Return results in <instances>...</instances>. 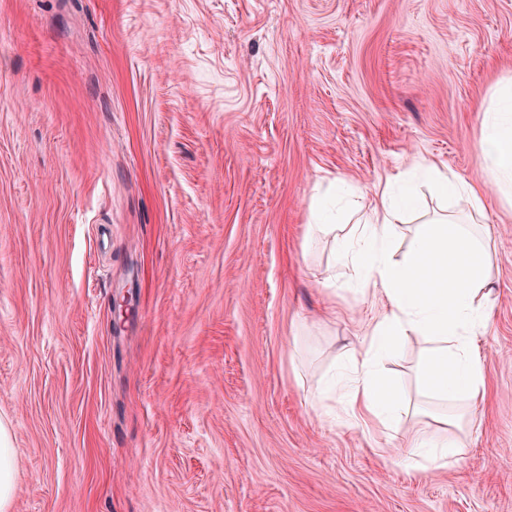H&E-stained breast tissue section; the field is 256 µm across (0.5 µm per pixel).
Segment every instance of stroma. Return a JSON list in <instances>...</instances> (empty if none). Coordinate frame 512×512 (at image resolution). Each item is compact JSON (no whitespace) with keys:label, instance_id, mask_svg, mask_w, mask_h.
<instances>
[{"label":"stroma","instance_id":"35a3bbf8","mask_svg":"<svg viewBox=\"0 0 512 512\" xmlns=\"http://www.w3.org/2000/svg\"><path fill=\"white\" fill-rule=\"evenodd\" d=\"M510 79L512 0H0L10 512H512V207L474 149ZM422 159L483 185L496 286L486 408L426 472L312 401L382 308L309 229ZM418 360L384 364L412 401Z\"/></svg>","mask_w":512,"mask_h":512}]
</instances>
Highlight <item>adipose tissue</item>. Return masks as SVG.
<instances>
[{
	"label": "adipose tissue",
	"mask_w": 512,
	"mask_h": 512,
	"mask_svg": "<svg viewBox=\"0 0 512 512\" xmlns=\"http://www.w3.org/2000/svg\"><path fill=\"white\" fill-rule=\"evenodd\" d=\"M493 97L477 145L490 184L502 201L512 204V84L497 87ZM414 173L439 195L465 202L471 217L484 216L482 194L473 184L427 160L418 162ZM414 203L409 183L394 181L376 198L363 195L353 204L358 219L340 236L338 257L349 267L357 293L379 298L384 311L366 339L346 347L347 378L330 383L320 398L341 397L351 425L392 429L409 407L395 397L378 366L400 345L420 342L419 393L446 411L432 416L440 437L415 440L410 454L429 467L446 468L462 452L459 431L485 405L486 370L476 341L489 331L495 305L492 236L487 229L474 233L447 212L405 227L402 213ZM404 239L409 249L399 260L395 246Z\"/></svg>",
	"instance_id": "1"
}]
</instances>
